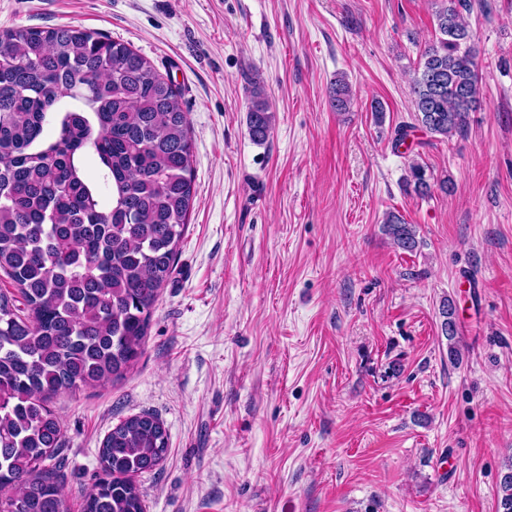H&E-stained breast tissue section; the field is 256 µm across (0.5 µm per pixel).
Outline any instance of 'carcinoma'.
Instances as JSON below:
<instances>
[{
    "label": "carcinoma",
    "instance_id": "1",
    "mask_svg": "<svg viewBox=\"0 0 512 512\" xmlns=\"http://www.w3.org/2000/svg\"><path fill=\"white\" fill-rule=\"evenodd\" d=\"M438 34L415 72L414 122L447 138L468 126L481 87L475 36L455 0H435ZM336 111L353 101L336 81ZM268 95L255 82L248 130L267 140ZM55 136L46 137L47 127ZM93 158L98 176L84 173ZM192 139L181 91L131 46L71 26L0 33V512H69L64 477L48 461L64 432L53 399L123 378L145 344L170 279L194 197ZM425 196L424 168L410 164ZM382 231L418 247L414 225L387 214ZM457 335L455 307L440 308ZM151 413L104 438L100 470L81 512H146L136 477L166 457Z\"/></svg>",
    "mask_w": 512,
    "mask_h": 512
}]
</instances>
